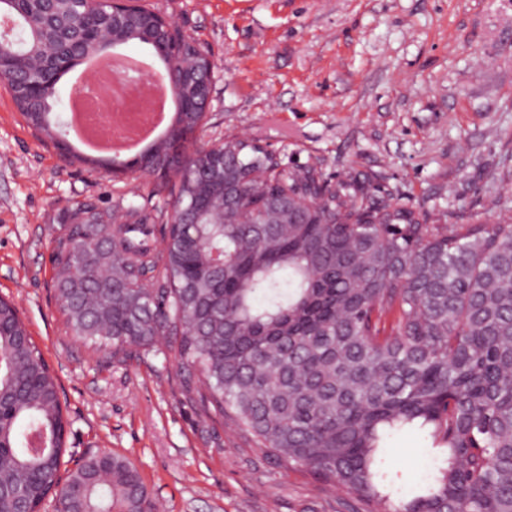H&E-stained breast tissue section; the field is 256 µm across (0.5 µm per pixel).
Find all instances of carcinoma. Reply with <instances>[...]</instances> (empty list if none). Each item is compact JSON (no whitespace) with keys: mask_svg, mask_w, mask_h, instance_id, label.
<instances>
[{"mask_svg":"<svg viewBox=\"0 0 512 512\" xmlns=\"http://www.w3.org/2000/svg\"><path fill=\"white\" fill-rule=\"evenodd\" d=\"M86 0H46L21 15L15 39L44 57L47 80L89 56L103 24ZM68 11L86 26L60 32ZM25 121L52 137L67 129L52 93L41 101L7 69L0 76ZM224 167L178 175L196 224L131 212L113 224L75 216L52 255L69 331L112 349L161 354L188 370L204 418L229 419L290 465L373 507L371 512H512V210L489 224H450L391 205L371 178L331 183L288 169L246 139L218 147ZM241 184L252 224H213L195 186ZM307 196L293 224H265L273 199ZM224 256V271L211 268ZM66 420L56 378L0 298V512H156L134 463L115 453L59 475ZM419 438L431 465L403 480L395 444Z\"/></svg>","mask_w":512,"mask_h":512,"instance_id":"carcinoma-1","label":"carcinoma"}]
</instances>
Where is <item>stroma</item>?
Returning <instances> with one entry per match:
<instances>
[{"label":"stroma","mask_w":512,"mask_h":512,"mask_svg":"<svg viewBox=\"0 0 512 512\" xmlns=\"http://www.w3.org/2000/svg\"><path fill=\"white\" fill-rule=\"evenodd\" d=\"M213 62L202 142L248 139L288 168L372 173L394 202L474 224L512 210V0H158ZM156 175L70 163L0 84V295L61 388L64 469L128 456L161 512H364L234 425L201 418L182 369L129 349L106 358L67 329L56 239L78 206L170 214Z\"/></svg>","instance_id":"1"}]
</instances>
